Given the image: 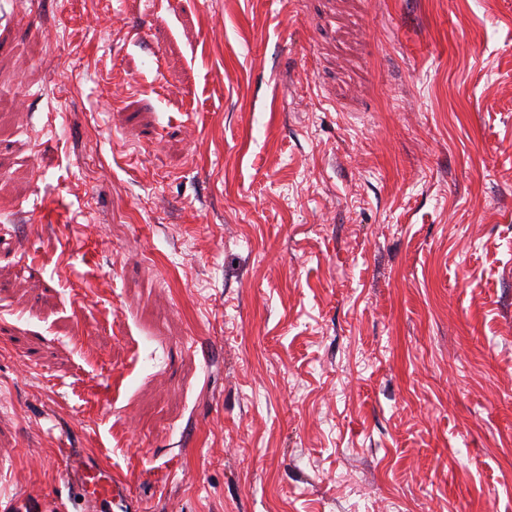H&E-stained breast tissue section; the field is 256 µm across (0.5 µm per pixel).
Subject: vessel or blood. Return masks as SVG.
<instances>
[{
	"mask_svg": "<svg viewBox=\"0 0 512 512\" xmlns=\"http://www.w3.org/2000/svg\"><path fill=\"white\" fill-rule=\"evenodd\" d=\"M64 454L71 459L67 478L82 507L89 512H144L128 486L111 471L87 457L74 456L72 449H65Z\"/></svg>",
	"mask_w": 512,
	"mask_h": 512,
	"instance_id": "b4317fda",
	"label": "vessel or blood"
}]
</instances>
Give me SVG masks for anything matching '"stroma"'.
Instances as JSON below:
<instances>
[{
  "mask_svg": "<svg viewBox=\"0 0 512 512\" xmlns=\"http://www.w3.org/2000/svg\"><path fill=\"white\" fill-rule=\"evenodd\" d=\"M512 512V0H0V512ZM71 460L70 473L66 475L73 489L82 497V510L92 512H143L142 504L131 494L128 486L99 463L86 456L73 457L72 448L60 451Z\"/></svg>",
  "mask_w": 512,
  "mask_h": 512,
  "instance_id": "35a3bbf8",
  "label": "stroma"
}]
</instances>
